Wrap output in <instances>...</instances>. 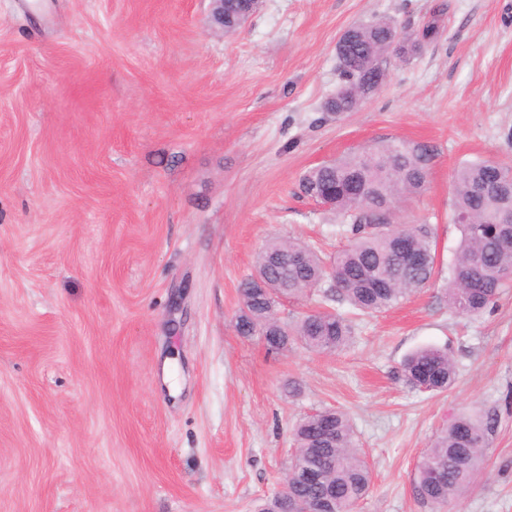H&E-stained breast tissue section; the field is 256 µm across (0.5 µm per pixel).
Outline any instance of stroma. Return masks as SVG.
I'll return each instance as SVG.
<instances>
[{
  "instance_id": "1",
  "label": "stroma",
  "mask_w": 512,
  "mask_h": 512,
  "mask_svg": "<svg viewBox=\"0 0 512 512\" xmlns=\"http://www.w3.org/2000/svg\"><path fill=\"white\" fill-rule=\"evenodd\" d=\"M436 9V41L389 60L357 111L323 112L345 29L413 32ZM208 12L0 0V512H259L295 424L326 407L372 469L355 512H512V287L478 317L442 296L454 171L512 166V0H264L229 37ZM392 140L433 151L426 192L397 214L436 225L433 282L353 317L336 353L239 335L267 239L346 243L303 176ZM427 346L454 360L444 392L403 377ZM462 411L498 426L473 485L436 509L417 467Z\"/></svg>"
}]
</instances>
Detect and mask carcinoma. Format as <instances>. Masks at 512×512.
I'll use <instances>...</instances> for the list:
<instances>
[{
    "mask_svg": "<svg viewBox=\"0 0 512 512\" xmlns=\"http://www.w3.org/2000/svg\"><path fill=\"white\" fill-rule=\"evenodd\" d=\"M245 0H224V35L239 30L238 17ZM442 13L435 11L423 27L402 34L386 18L348 28L336 45L340 84L324 111L331 115L357 111L360 102L386 82L383 60L392 56L409 60L420 54L441 32ZM431 149L420 143L394 141L376 149L350 153L311 169L301 191L313 198L328 195L331 210L342 221L349 245L325 259L297 240H268L256 257V272L265 277L267 291L247 279L241 286L243 311L236 322L241 336L259 331L272 350L288 348L289 338L299 337L311 351L324 353L344 347L352 326L331 311H317L281 325L275 314L278 300L301 295L330 281L324 298L336 296L361 313H376L398 304L425 287L435 275V228L426 222L399 224L397 205L426 189ZM512 208V169L490 161L464 163L453 175L452 220L461 241L444 289V298L460 314L478 316L493 308L512 274V249L499 237L512 233V224L499 223L503 210ZM409 237L422 258L417 266L404 262L400 239ZM295 255L301 263L286 268L274 263L281 255ZM402 371L412 386L442 392L456 375L448 349L425 347L408 355ZM495 415L454 416L425 449L418 467L414 492L417 498L439 507L459 497L484 468L485 448L494 433ZM297 448L283 485L290 489L288 508H295L321 492L328 493L336 512H354L370 491L372 471L364 452L356 446L349 418L325 409L305 416L294 429ZM313 470L322 482L303 479Z\"/></svg>",
    "mask_w": 512,
    "mask_h": 512,
    "instance_id": "obj_1",
    "label": "carcinoma"
}]
</instances>
